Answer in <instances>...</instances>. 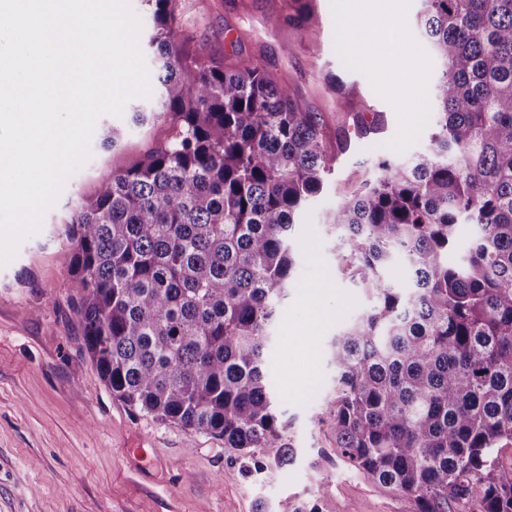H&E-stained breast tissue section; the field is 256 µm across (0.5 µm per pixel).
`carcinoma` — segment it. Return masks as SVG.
I'll list each match as a JSON object with an SVG mask.
<instances>
[{
    "mask_svg": "<svg viewBox=\"0 0 512 512\" xmlns=\"http://www.w3.org/2000/svg\"><path fill=\"white\" fill-rule=\"evenodd\" d=\"M170 136L65 219L82 347L112 396L224 439L243 477L296 449L265 352L295 277V217L322 191L323 122L261 65L184 49L180 0H142ZM443 67L432 147L380 162L330 215L370 306L329 345L336 447L414 512H512V0H421ZM476 230L456 255L460 220ZM402 260L413 287L384 278Z\"/></svg>",
    "mask_w": 512,
    "mask_h": 512,
    "instance_id": "carcinoma-1",
    "label": "carcinoma"
}]
</instances>
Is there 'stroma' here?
<instances>
[{
    "mask_svg": "<svg viewBox=\"0 0 512 512\" xmlns=\"http://www.w3.org/2000/svg\"><path fill=\"white\" fill-rule=\"evenodd\" d=\"M348 0H181L196 39L225 66L261 64L303 108L320 113L331 169L322 192L297 215L300 254L268 349L279 409L292 418L293 465L253 480L232 473L222 439L163 422L113 398L82 350L71 307L69 243L62 221L79 196L164 142L163 119L103 116L122 129L115 148L90 142V159L64 184L40 231L0 268V512H412L348 466L323 413L333 370L331 336L367 306L361 289L336 272L328 215L361 183L375 180L379 157L404 162L430 147L433 80L440 68L417 26L420 0H389L368 32L395 24L405 72L358 62L348 46L358 25ZM352 91L342 99L341 88ZM322 293L321 306L312 297ZM303 370V385L291 381Z\"/></svg>",
    "mask_w": 512,
    "mask_h": 512,
    "instance_id": "obj_1",
    "label": "stroma"
}]
</instances>
